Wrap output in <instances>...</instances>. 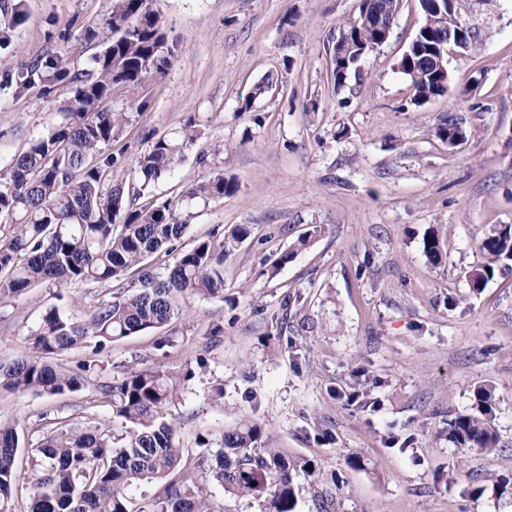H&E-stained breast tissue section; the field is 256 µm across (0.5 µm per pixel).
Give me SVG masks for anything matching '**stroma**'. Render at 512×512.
Here are the masks:
<instances>
[{
    "mask_svg": "<svg viewBox=\"0 0 512 512\" xmlns=\"http://www.w3.org/2000/svg\"><path fill=\"white\" fill-rule=\"evenodd\" d=\"M360 5L150 0L173 57L137 90L112 85L106 105L123 117L112 151L133 173L158 137L195 123L197 145L150 197L191 211L181 248L239 224L250 234L224 261L222 295L188 299L181 318L114 342L104 374L192 372L170 408L185 444L200 428L259 423L269 447L316 466L298 512H318L322 489L329 512H512V492L496 487L512 480V274L477 291L468 280L490 228L512 225V0H456L475 38L447 57L450 91L419 107L397 69L422 23L418 0H402L387 42L335 86L332 47ZM113 6L0 0V169L57 127L76 89L19 88L20 70L64 52L71 73L94 75L102 45L86 30ZM265 79L271 89L252 97ZM447 115L467 133L455 148L434 133ZM206 148L236 190L190 207L182 194ZM434 232L437 264L424 252ZM120 287L45 285L0 303V362L22 354L49 307L76 298L90 308ZM482 387L499 441L464 448L448 422L473 413ZM47 416L121 425L93 383L52 399L0 389L19 473Z\"/></svg>",
    "mask_w": 512,
    "mask_h": 512,
    "instance_id": "obj_1",
    "label": "stroma"
}]
</instances>
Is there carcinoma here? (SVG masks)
Masks as SVG:
<instances>
[{
	"label": "carcinoma",
	"mask_w": 512,
	"mask_h": 512,
	"mask_svg": "<svg viewBox=\"0 0 512 512\" xmlns=\"http://www.w3.org/2000/svg\"><path fill=\"white\" fill-rule=\"evenodd\" d=\"M106 29L110 35L94 57L96 76L76 87L58 127L0 169V300L44 284H106L129 275L131 288L99 300L85 318L76 300L68 310L48 308L27 351L0 364V388L13 393L54 398L75 392L103 369L102 354L112 343L165 327L182 315L188 296L224 293V260L249 234L239 225L227 236L215 233L178 251L191 213H177L168 200L140 208L126 202L123 166L112 156L116 119L105 106L107 91L114 83L136 90L146 74L169 65L171 54L148 0H115ZM428 56L424 48L399 61L417 106L438 95L440 74ZM48 72L57 80H77L57 55L22 69L18 82L27 87ZM435 135L450 145L466 140L451 117L435 127ZM200 136L188 123L157 138L136 163L141 188L173 171ZM233 189L223 175L205 169L188 197L206 201ZM163 247L176 257L157 272L147 258ZM479 250L486 261L469 273L474 289L499 271H512V227L492 228ZM88 343L91 356L77 369L61 363L66 351ZM190 379L189 372L151 368L99 384L112 416L125 423L123 432L97 421L51 419L29 445L25 477L16 466L18 431L0 422V512H13V490L24 478L32 488L29 512H228L227 503L243 500L257 512H297V478L311 476L313 462L266 447L260 424L245 420L220 432L201 429L196 451L185 448L180 423L167 411ZM492 413V393L482 388L475 413L448 421V437L466 448L495 447ZM148 485L160 491L132 510Z\"/></svg>",
	"instance_id": "cac0c4a2"
}]
</instances>
